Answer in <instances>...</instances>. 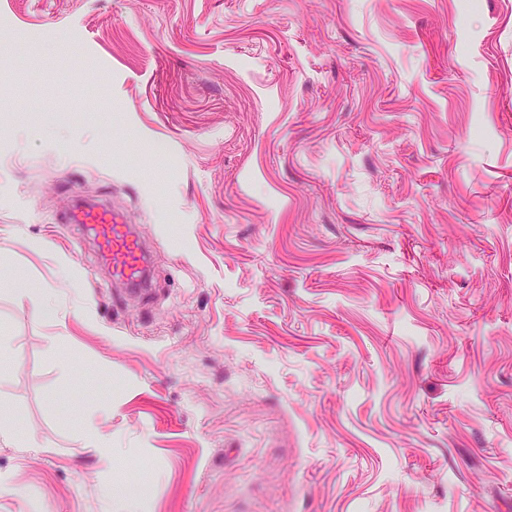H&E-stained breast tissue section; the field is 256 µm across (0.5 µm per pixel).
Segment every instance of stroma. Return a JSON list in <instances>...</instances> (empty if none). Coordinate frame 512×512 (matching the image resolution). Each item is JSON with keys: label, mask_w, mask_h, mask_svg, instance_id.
Instances as JSON below:
<instances>
[{"label": "stroma", "mask_w": 512, "mask_h": 512, "mask_svg": "<svg viewBox=\"0 0 512 512\" xmlns=\"http://www.w3.org/2000/svg\"><path fill=\"white\" fill-rule=\"evenodd\" d=\"M1 33L0 512H512V0H0ZM62 223L79 225L92 237L111 265L112 283L142 291L150 280L144 243L131 231L130 222L104 202H78Z\"/></svg>", "instance_id": "1"}]
</instances>
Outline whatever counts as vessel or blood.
Listing matches in <instances>:
<instances>
[{
	"label": "vessel or blood",
	"instance_id": "obj_1",
	"mask_svg": "<svg viewBox=\"0 0 512 512\" xmlns=\"http://www.w3.org/2000/svg\"><path fill=\"white\" fill-rule=\"evenodd\" d=\"M64 223L79 225L108 257L112 281L131 291L147 288L150 280L144 243L133 234L130 222L104 202H78L63 217Z\"/></svg>",
	"mask_w": 512,
	"mask_h": 512
}]
</instances>
